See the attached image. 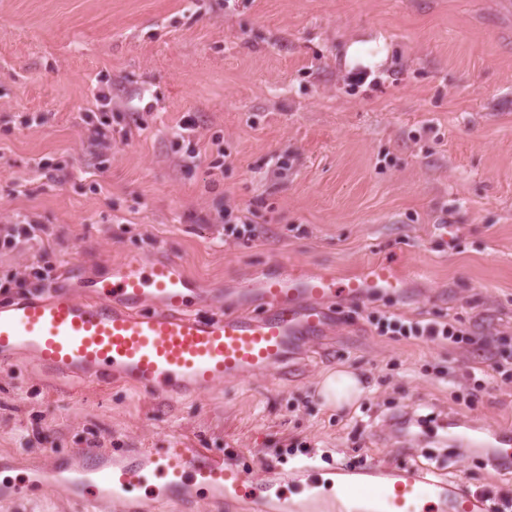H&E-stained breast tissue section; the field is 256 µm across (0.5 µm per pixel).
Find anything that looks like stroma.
<instances>
[{"mask_svg":"<svg viewBox=\"0 0 512 512\" xmlns=\"http://www.w3.org/2000/svg\"><path fill=\"white\" fill-rule=\"evenodd\" d=\"M379 38L387 59L351 82L344 45ZM103 117L127 135L108 150L90 145ZM0 156V226L45 229L0 247L1 303L59 282L70 262L85 293L112 263L158 250L205 299L288 266L343 280L383 260L410 276L401 296L337 298L335 334L282 380L167 402L0 363V455L16 482L84 448L188 442L256 470L303 442L325 466L428 464L512 494V471L440 428H512V376L475 382L474 346L371 322L456 319L512 355V0H0ZM228 207L245 211V232L228 233ZM337 370L364 385L347 407L317 394ZM0 512L82 509L47 485Z\"/></svg>","mask_w":512,"mask_h":512,"instance_id":"35a3bbf8","label":"stroma"}]
</instances>
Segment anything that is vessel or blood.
Here are the masks:
<instances>
[{
	"mask_svg": "<svg viewBox=\"0 0 512 512\" xmlns=\"http://www.w3.org/2000/svg\"><path fill=\"white\" fill-rule=\"evenodd\" d=\"M406 285V275L385 262L341 283L328 272L289 269L237 289L238 311L207 315L195 310L196 284L181 261L161 250L150 259L131 256L113 264L93 295L58 283L0 304V360L24 356L64 378L128 383L162 400L193 397L221 382L282 374L302 347L335 326L336 297L365 302L403 294ZM448 427L457 443L490 449L495 463L512 466V428H487L472 440L458 433L456 421ZM313 473V462L303 460L287 472L266 468L257 475L186 444L58 457L31 482L53 481L84 512L110 502L123 512H155L160 503L173 512H199L204 503L212 512L232 504L251 512H322L333 489L351 503L350 512H490L485 494L418 465L339 464L330 468L322 492L292 497V490L314 486Z\"/></svg>",
	"mask_w": 512,
	"mask_h": 512,
	"instance_id": "obj_1",
	"label": "vessel or blood"
}]
</instances>
